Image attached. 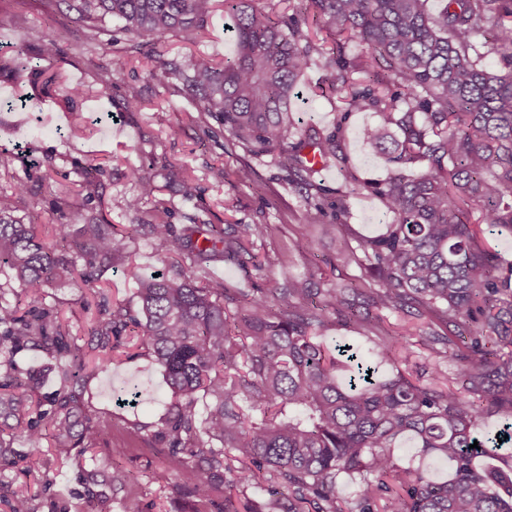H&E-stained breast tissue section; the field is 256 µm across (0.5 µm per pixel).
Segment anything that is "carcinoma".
Wrapping results in <instances>:
<instances>
[{
    "label": "carcinoma",
    "instance_id": "1",
    "mask_svg": "<svg viewBox=\"0 0 512 512\" xmlns=\"http://www.w3.org/2000/svg\"><path fill=\"white\" fill-rule=\"evenodd\" d=\"M211 2L42 0L50 20L39 53L52 58L58 50L57 4L76 14L91 39L115 18L126 34L198 44ZM429 2L291 0L279 13L273 0H224L235 52L221 63L200 51L166 63L194 111L214 118L233 144L255 157L278 153L311 222L322 215L323 189L302 156L306 146L346 172L336 189L339 214L368 187L391 217L384 234L343 248L362 270L349 284L323 288L313 267L284 288L240 290L210 278L206 265L261 268L254 247L268 225L192 224L178 233L168 208L154 207L150 233L171 273L145 276L128 264L138 311L113 302L89 336L104 351L128 331L160 368L171 402L149 440L181 468L192 512H209L218 486L224 512H512V458L500 453L512 441V423L480 430L485 419L512 413V262L478 245L486 232L512 235V0H445L439 10ZM314 27L331 42L315 41ZM351 40L364 51L349 55ZM495 55L506 72L490 68ZM25 57L21 46L0 52V77L26 72L54 81L28 69ZM312 65L331 73L326 93L342 104L330 131L302 129L293 118L300 78ZM365 111L378 122L361 130L362 142L395 165L386 180L369 184L349 173L342 149L349 116ZM416 164L426 170L407 173ZM129 174L141 186L126 202L136 214L157 186L141 166ZM27 192L18 182L0 194V267L34 303L24 312L0 305V463L8 464L20 458L17 441L34 454L47 440L66 456L97 444L104 425L85 404L81 381L110 358L86 361L42 300L67 275H77L80 288L96 287L98 273L129 257L143 228L105 223L66 200L57 207L80 218L76 234L64 223L50 230L25 223L14 215L13 197ZM384 311L427 314L445 327L413 342L432 357L426 380L414 376L413 343L384 325ZM333 326L374 336L391 373L346 342L325 346L322 335ZM27 347L55 361L53 396H40L38 379L14 368L11 356ZM32 414L36 420L21 428ZM405 438L422 458L449 462L448 477L400 465L396 449ZM102 478L119 490L131 475L104 471ZM345 479L357 486L352 497L339 496ZM7 505L34 512L25 494ZM83 512H112V497L89 490Z\"/></svg>",
    "mask_w": 512,
    "mask_h": 512
}]
</instances>
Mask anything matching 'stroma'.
Here are the masks:
<instances>
[{
	"instance_id": "obj_1",
	"label": "stroma",
	"mask_w": 512,
	"mask_h": 512,
	"mask_svg": "<svg viewBox=\"0 0 512 512\" xmlns=\"http://www.w3.org/2000/svg\"><path fill=\"white\" fill-rule=\"evenodd\" d=\"M0 8L13 13V29L0 33V43L20 42L36 47L47 17L39 0H0ZM70 34L59 43L57 55L45 65L58 76L56 85L44 88L36 83L0 79V100L26 98L29 107L0 109V192H11L14 184L25 182L29 194L16 197V216L38 214L40 223H73V215H60L54 207L61 189L72 197H85L94 187L90 206L100 218L112 224H128L134 218L150 221L156 203L171 212L174 229L199 224H267L269 235L258 243L261 270L243 272L218 262L211 264L212 277L227 287L256 286L280 288L288 281L303 278L317 267L333 283H346L360 276L357 265L338 261L337 239L325 236L322 225L342 221L357 237L383 232L389 219L378 198L360 191L350 201L348 214L337 216L332 206L336 189L344 180L333 166L323 167L314 179L324 189L323 214L319 224L309 223L307 204L298 188L289 185L288 171L277 154L251 157L244 149L228 144L224 136H208L216 121L194 112L174 77L149 79V71L163 62L185 56L188 46L170 37L152 44L150 56L133 53V38L119 33L110 22L105 34L89 39L78 31L71 15L57 13ZM119 69L120 81L109 89L96 83L99 67ZM328 71L313 67L299 84L302 100L295 103V118L304 125L332 128L341 107L336 101L315 96V86L325 84ZM141 87L144 106L128 111L124 86ZM79 85L85 95L78 108L67 111L59 100L66 87ZM371 112L352 113L346 123L344 146L355 177L362 182L386 177V159L366 147L360 129L374 122ZM144 166L154 177L158 190L145 201L140 216L126 211L127 198L138 194L139 186L128 175L129 166ZM223 168L225 180H216L212 171ZM194 182L197 194L183 200L168 183L169 173ZM103 295L69 285L48 289L45 303L57 312L79 345L88 342L91 323L100 317L104 304L121 300L136 306V285L124 273L123 263L106 270L99 282ZM106 368L84 378V399L96 410L108 428L99 443L82 456H58L51 447L41 448L34 457L0 469V494L31 492L36 512H80L86 486L84 475L92 469H111L112 450L123 447L120 464L137 475L136 483L115 495L112 512H188L189 500L180 489L182 479L169 471L163 449L152 447L134 433L133 423L157 425L170 400L160 370L147 349L133 341L113 353ZM137 388L136 404L117 401L123 390ZM168 471L160 482L156 473Z\"/></svg>"
}]
</instances>
